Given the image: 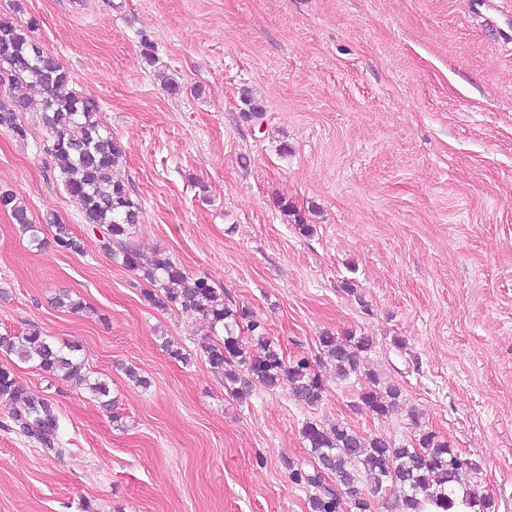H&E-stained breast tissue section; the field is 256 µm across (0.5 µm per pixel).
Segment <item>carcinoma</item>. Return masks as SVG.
<instances>
[{"mask_svg": "<svg viewBox=\"0 0 512 512\" xmlns=\"http://www.w3.org/2000/svg\"><path fill=\"white\" fill-rule=\"evenodd\" d=\"M35 21L21 25L0 19V71L10 75V84L36 93L50 138L43 151L57 170L67 195L78 205L84 221L101 233L102 250L112 260L139 274L145 284L141 296L148 305L161 310H178L199 316L215 330L221 325L224 336L215 338L207 350V361L224 375V387L243 399L259 385L273 391L288 383L296 399L308 407L318 405L327 390L320 367H330L336 380L363 383L358 407L378 417L395 412L402 390L382 382L370 367L374 342L367 336H337L325 331L317 336V363L305 357L289 359L265 335L264 327L253 319L246 306L231 308L224 302V289L216 288L204 275L185 270L172 255L157 251L146 260L132 242L140 223L141 208L125 184L113 173L126 151L99 119L96 99L73 90L74 75L32 35ZM0 127L17 138L28 132L15 110L0 103ZM0 209L10 212L15 223L37 237L36 225L26 205L6 190L0 191ZM53 229L54 245L61 252L79 253L81 242L69 225L54 215L44 218ZM167 354L189 362V354L177 341L163 337ZM3 356L32 362L49 376H59L84 386L112 408L109 386L90 380L84 361L77 359L78 345L57 344L37 330L16 336H0ZM0 398L14 404L13 420L26 435L36 438L49 451L55 448L58 417L45 398L19 392L12 369L0 365ZM301 438L309 448L306 465L288 464L292 483L312 488V512H341L346 498L359 494L361 474L373 479L371 492L396 495L400 512H494L489 496L478 497L467 488L464 477L481 474L478 462L463 456L447 438L421 428L408 444L397 445L384 435L363 434L338 421L327 427L315 420L301 427Z\"/></svg>", "mask_w": 512, "mask_h": 512, "instance_id": "cac0c4a2", "label": "carcinoma"}]
</instances>
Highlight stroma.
Segmentation results:
<instances>
[{"label": "stroma", "instance_id": "35a3bbf8", "mask_svg": "<svg viewBox=\"0 0 512 512\" xmlns=\"http://www.w3.org/2000/svg\"><path fill=\"white\" fill-rule=\"evenodd\" d=\"M0 18L36 21L98 101L126 148L115 176L141 206L145 257L163 249L208 277L288 357L316 358L325 331L372 338L403 393L382 419L333 378L312 408L286 386L236 400L199 320L149 306L102 250L21 107L29 90L0 87L28 128L23 141L0 128V190L39 225L31 239L0 210V334L79 344L115 401L105 411L15 363L17 386L52 403L65 453L15 429L0 400V512H311L286 468L309 458L303 423L402 444L411 408L480 464L476 494L512 512V44L469 0H0ZM246 92L260 118H244ZM50 214L81 253L56 250ZM62 290L85 311L55 308Z\"/></svg>", "mask_w": 512, "mask_h": 512}]
</instances>
